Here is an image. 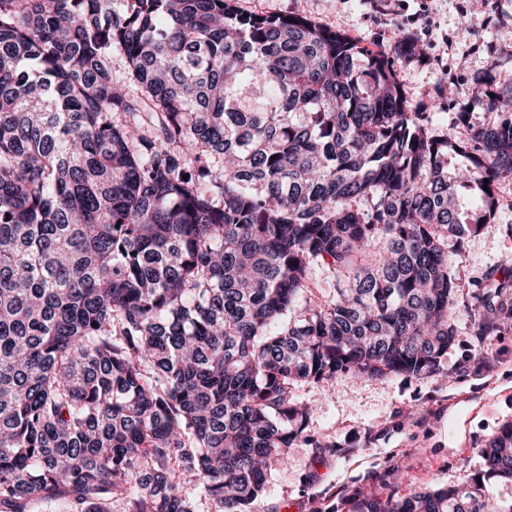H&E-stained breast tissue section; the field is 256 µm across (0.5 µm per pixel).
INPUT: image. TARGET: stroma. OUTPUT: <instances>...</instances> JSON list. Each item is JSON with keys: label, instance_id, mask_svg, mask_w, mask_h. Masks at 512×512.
<instances>
[{"label": "stroma", "instance_id": "stroma-1", "mask_svg": "<svg viewBox=\"0 0 512 512\" xmlns=\"http://www.w3.org/2000/svg\"><path fill=\"white\" fill-rule=\"evenodd\" d=\"M251 14L297 12L361 45L391 49L403 32L424 59L403 61L397 78L412 111L434 123L452 113L435 97L446 87L466 103L478 98L477 74L494 69L512 85V0H235ZM493 220L467 238L456 262L458 297L470 299L501 279L512 253V182ZM313 403L303 433L284 458L271 459L255 512H353L358 495L403 497L456 485L484 472V442L512 422V319L498 335L480 336L466 315L439 370L419 378L372 380L356 371L329 383L291 386Z\"/></svg>", "mask_w": 512, "mask_h": 512}]
</instances>
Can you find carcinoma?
<instances>
[{"instance_id": "obj_1", "label": "carcinoma", "mask_w": 512, "mask_h": 512, "mask_svg": "<svg viewBox=\"0 0 512 512\" xmlns=\"http://www.w3.org/2000/svg\"><path fill=\"white\" fill-rule=\"evenodd\" d=\"M414 55L232 0H0V512H196L186 483L254 512L308 418L292 385L437 369L512 87L492 64L436 129ZM317 267L336 288L300 308ZM465 310L494 335L512 280ZM481 456L512 481V423ZM357 512L512 505L474 477Z\"/></svg>"}]
</instances>
